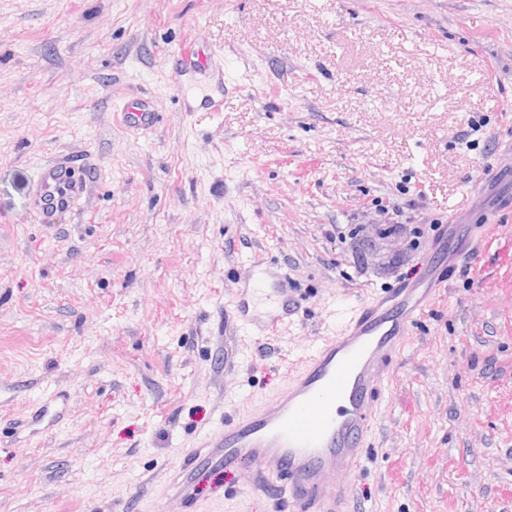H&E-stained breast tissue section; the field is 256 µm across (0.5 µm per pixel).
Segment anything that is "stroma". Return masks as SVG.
Listing matches in <instances>:
<instances>
[{
	"instance_id": "stroma-1",
	"label": "stroma",
	"mask_w": 512,
	"mask_h": 512,
	"mask_svg": "<svg viewBox=\"0 0 512 512\" xmlns=\"http://www.w3.org/2000/svg\"><path fill=\"white\" fill-rule=\"evenodd\" d=\"M189 42L210 69L180 67ZM141 97L146 134L118 118ZM511 141L512 0H0V512H164L185 449L282 390L439 225L484 223ZM56 161L89 193L35 211ZM277 286L296 315L237 323L239 296L264 315ZM58 388L67 419L17 441L10 417ZM379 425L352 463L359 512H512L494 256L413 325ZM250 469L204 474L199 502L290 512L236 495Z\"/></svg>"
}]
</instances>
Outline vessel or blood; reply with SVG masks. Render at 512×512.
<instances>
[{"mask_svg":"<svg viewBox=\"0 0 512 512\" xmlns=\"http://www.w3.org/2000/svg\"><path fill=\"white\" fill-rule=\"evenodd\" d=\"M121 117L142 130L156 121L155 113L139 105H125ZM35 186L37 207L65 209L83 199L87 180L78 169L54 162L41 167ZM510 206L512 193L504 189L488 203L484 226L458 218L443 225L434 253L442 254L452 272L490 251L499 266L512 269V225L497 221L500 209ZM447 285L428 255L414 276L352 306L337 334L322 337L282 391L225 421L186 452L163 491L167 512L194 508L199 474L231 470L244 459L251 463L244 492L283 489L291 512H354L351 463L370 447L380 395L411 326ZM64 406V393H55L11 425H54Z\"/></svg>","mask_w":512,"mask_h":512,"instance_id":"vessel-or-blood-1","label":"vessel or blood"}]
</instances>
